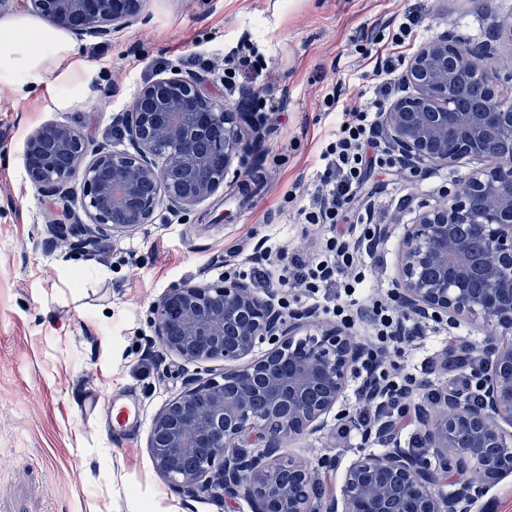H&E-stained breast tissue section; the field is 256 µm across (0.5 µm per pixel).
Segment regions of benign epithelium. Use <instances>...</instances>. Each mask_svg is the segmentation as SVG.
Wrapping results in <instances>:
<instances>
[{
  "mask_svg": "<svg viewBox=\"0 0 512 512\" xmlns=\"http://www.w3.org/2000/svg\"><path fill=\"white\" fill-rule=\"evenodd\" d=\"M80 38L105 39L141 19L145 0H24ZM489 41L450 29L422 43L400 76L406 94L395 99L382 130L409 168L452 167L471 157L481 166L462 190L418 206L399 243L395 298L407 311L457 329L467 319L493 328L472 364L481 396L476 404L450 392L447 412L415 406L419 450L400 447L378 412L365 438L391 445L368 452L346 470L341 498L319 508V474L304 461L282 462L284 444L319 431L343 397L363 346L337 325L313 330L312 312L290 316L244 279L184 282L151 310L162 351L188 363L224 361L221 379L185 375V390L154 417L148 448L157 470L183 495L249 497L254 512H467L487 482L512 472V162L487 151L490 136L512 138V81L495 66L497 38L512 21L490 23ZM485 65L478 68L473 58ZM478 83L486 100L477 112L456 111V93ZM130 148L93 146L71 125L48 122L26 138L27 176L46 196L64 202L49 228L57 237L90 245L108 230L153 223L158 210L190 211L224 188L233 160L262 138L260 112L208 96L194 74L141 85L116 118ZM456 135L448 139V127ZM63 155L69 163H57ZM483 249L471 250V240ZM481 283L480 292L471 288ZM180 337L171 336L173 323ZM271 348L259 356L256 343ZM208 449L195 469L179 460ZM288 465V479L278 466ZM477 471L444 493L448 474Z\"/></svg>",
  "mask_w": 512,
  "mask_h": 512,
  "instance_id": "7a95c632",
  "label": "benign epithelium"
}]
</instances>
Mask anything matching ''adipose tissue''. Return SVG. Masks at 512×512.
Masks as SVG:
<instances>
[{"label":"adipose tissue","mask_w":512,"mask_h":512,"mask_svg":"<svg viewBox=\"0 0 512 512\" xmlns=\"http://www.w3.org/2000/svg\"><path fill=\"white\" fill-rule=\"evenodd\" d=\"M82 66L77 44L65 28L22 13L0 19V83L22 92L55 74L56 101L65 106L82 90L76 79Z\"/></svg>","instance_id":"1"}]
</instances>
